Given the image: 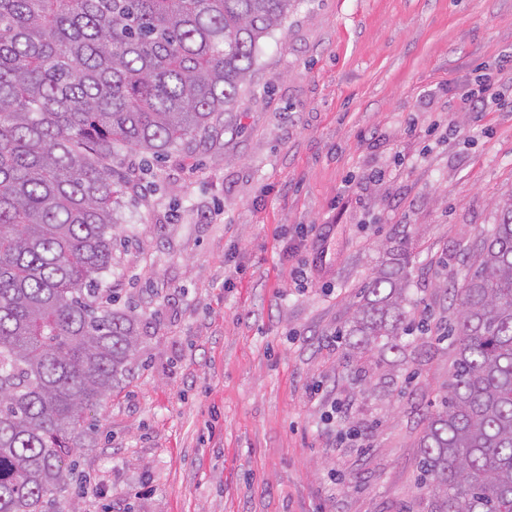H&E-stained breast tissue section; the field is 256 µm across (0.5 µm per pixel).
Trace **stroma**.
<instances>
[{
    "label": "stroma",
    "instance_id": "35a3bbf8",
    "mask_svg": "<svg viewBox=\"0 0 512 512\" xmlns=\"http://www.w3.org/2000/svg\"><path fill=\"white\" fill-rule=\"evenodd\" d=\"M255 69L209 134L117 149L102 279L141 343L48 512H420L448 290L512 192V0H295ZM391 248L432 331L357 362Z\"/></svg>",
    "mask_w": 512,
    "mask_h": 512
}]
</instances>
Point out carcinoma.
Here are the masks:
<instances>
[{
	"label": "carcinoma",
	"instance_id": "carcinoma-1",
	"mask_svg": "<svg viewBox=\"0 0 512 512\" xmlns=\"http://www.w3.org/2000/svg\"><path fill=\"white\" fill-rule=\"evenodd\" d=\"M292 3L0 0V512H43L68 486L87 411L138 351L137 316L100 302L116 146L163 158L236 111ZM389 254L338 332L360 358L411 325ZM471 267L418 441L423 512H512V196Z\"/></svg>",
	"mask_w": 512,
	"mask_h": 512
}]
</instances>
